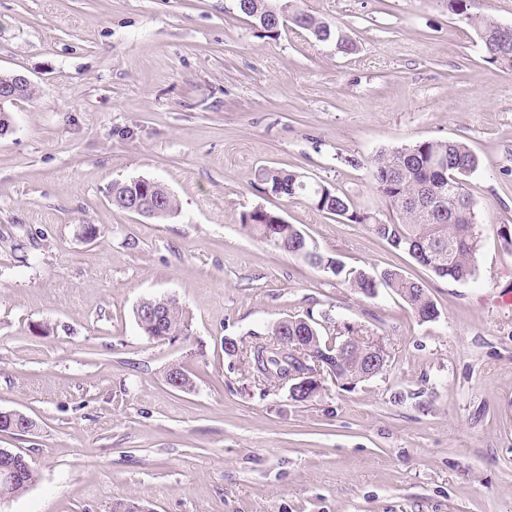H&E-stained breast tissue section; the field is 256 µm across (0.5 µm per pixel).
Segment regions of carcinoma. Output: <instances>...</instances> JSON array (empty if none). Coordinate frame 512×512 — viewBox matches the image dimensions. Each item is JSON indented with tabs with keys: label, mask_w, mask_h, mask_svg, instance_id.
<instances>
[{
	"label": "carcinoma",
	"mask_w": 512,
	"mask_h": 512,
	"mask_svg": "<svg viewBox=\"0 0 512 512\" xmlns=\"http://www.w3.org/2000/svg\"><path fill=\"white\" fill-rule=\"evenodd\" d=\"M448 12L472 26L480 40L485 62L502 71H512V52L497 54L491 51L487 38L493 37L499 23L494 18L471 12L469 0H447ZM292 25L306 31L318 42L334 38L335 30L329 22L302 8H296ZM376 189L397 215V220L382 221L366 212L353 210L349 196L329 186L315 209L327 216L344 218L365 228L391 247L408 253L418 264L436 277L457 283L475 278L476 254L480 238L476 202L468 187L467 178L475 173L480 160L468 145L457 140H422L404 147L384 150L370 160ZM252 185L260 192L278 199L305 198L313 201L319 182L310 181L301 172L277 167H260L254 172ZM156 220L166 219L178 210L175 195L165 189L154 193ZM243 227L270 242L276 249L303 259L343 280L359 294L371 298L378 289L388 288L398 295L422 321L437 316V307L422 284L404 277L395 270H384L374 276L363 270H351L336 258L327 257L309 245L304 232L290 224L277 212L257 208L245 215ZM136 321L143 333L152 340H173L188 332L184 309L169 297L148 299L146 308L136 309ZM333 318L328 313L315 317L312 313L294 315L278 322L271 330L274 337H282L289 348L300 347L299 357L292 355L281 361L261 355L272 353L275 341L241 347L232 338L224 339V354L247 365L253 378L265 384L283 382L288 369L297 372L316 369L336 382L354 386L369 379L366 354L378 339L360 334L350 326L345 332L323 337V324ZM358 337L357 350L346 351L341 345L347 335ZM168 386L186 392L194 381L184 367L172 366L165 373ZM297 390L290 398L297 402L309 401L322 390V382L305 376L294 380ZM15 480L6 494L14 498L26 492L38 481L37 471L19 453L11 456ZM112 512H150L136 498H126L113 504Z\"/></svg>",
	"instance_id": "1"
}]
</instances>
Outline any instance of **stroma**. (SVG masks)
I'll list each match as a JSON object with an SVG mask.
<instances>
[{
	"label": "stroma",
	"instance_id": "35a3bbf8",
	"mask_svg": "<svg viewBox=\"0 0 512 512\" xmlns=\"http://www.w3.org/2000/svg\"><path fill=\"white\" fill-rule=\"evenodd\" d=\"M298 5L355 52L269 34L236 0H0V73L41 88L0 137V411L37 423L0 448L39 474L0 512L127 497L150 512H512V245L497 233L512 226V72L444 0ZM427 139L481 161L466 284L251 184L258 167L293 169L389 220L368 160ZM135 177L165 184L178 213L112 206V182ZM259 207L346 268L422 281L436 318L250 235ZM164 295L191 328L155 341L134 310ZM324 311L383 340L381 374L299 403L224 355L225 338L251 346ZM175 364L193 391L166 384Z\"/></svg>",
	"mask_w": 512,
	"mask_h": 512
}]
</instances>
